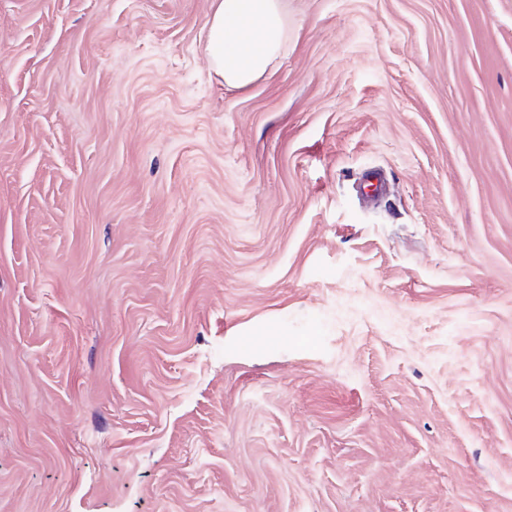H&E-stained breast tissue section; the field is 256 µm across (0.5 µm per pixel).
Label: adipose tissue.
I'll use <instances>...</instances> for the list:
<instances>
[{
    "label": "adipose tissue",
    "instance_id": "adipose-tissue-1",
    "mask_svg": "<svg viewBox=\"0 0 512 512\" xmlns=\"http://www.w3.org/2000/svg\"><path fill=\"white\" fill-rule=\"evenodd\" d=\"M205 54L226 86L264 76L288 42V0H213Z\"/></svg>",
    "mask_w": 512,
    "mask_h": 512
}]
</instances>
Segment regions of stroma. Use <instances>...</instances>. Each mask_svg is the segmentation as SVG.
<instances>
[{"mask_svg":"<svg viewBox=\"0 0 512 512\" xmlns=\"http://www.w3.org/2000/svg\"><path fill=\"white\" fill-rule=\"evenodd\" d=\"M211 9L0 0V512H512V0ZM289 0H213L205 54L224 84L242 89L264 76L288 43Z\"/></svg>","mask_w":512,"mask_h":512,"instance_id":"35a3bbf8","label":"stroma"}]
</instances>
